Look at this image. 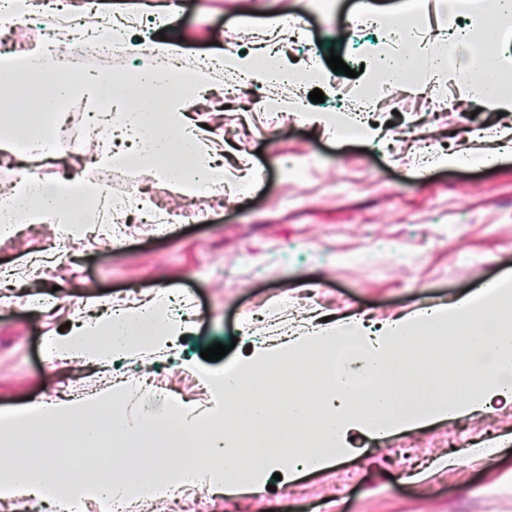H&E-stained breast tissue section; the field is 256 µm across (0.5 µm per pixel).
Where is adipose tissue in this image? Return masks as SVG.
Listing matches in <instances>:
<instances>
[{"instance_id": "obj_1", "label": "adipose tissue", "mask_w": 512, "mask_h": 512, "mask_svg": "<svg viewBox=\"0 0 512 512\" xmlns=\"http://www.w3.org/2000/svg\"><path fill=\"white\" fill-rule=\"evenodd\" d=\"M448 25L444 44L422 42L415 25L422 0L377 13L362 0V14L396 32L379 50L360 85L370 98L380 84L426 88L430 78L460 70L468 75L466 98L491 112H512V0H435ZM469 16L470 27L457 23ZM153 57L128 82L114 84L95 72L54 76L43 47L23 56H0V89L26 111L0 107V156L17 165L47 158L46 114L72 97L89 105L107 99L112 109L94 114L109 140L132 144L122 154L94 148L97 166L150 170L174 195L205 200L216 192L245 195L258 174L246 158L225 164L211 143L207 113L197 111L220 76L239 74L252 87L320 82L335 88L334 75L292 63L286 52L225 51L199 67H182L177 36L149 43ZM265 112H285L335 137L342 124L307 102L282 96L260 102ZM110 189L85 177L48 180L28 174L0 185V238L24 225L46 226L61 238L78 237L88 206L108 201ZM102 299L86 297L94 316L67 334L47 339L49 353L85 363L134 359L172 347L186 324L169 309L165 294L121 311H102ZM345 363H337V350ZM370 374L380 387L360 389ZM212 405L163 406L131 420L129 403L140 390L130 382L94 396L34 405L0 418V454L13 453L0 473V500L41 498L59 512L86 501L114 512L135 492L153 500L178 486L210 492L264 488L273 474L283 482L301 472H320L353 451L352 436L375 441L402 431L484 412L493 399L512 398V279L486 285L478 294L438 301L372 324L360 316L308 323L278 341L252 342L229 368L204 372ZM84 464H70L73 453Z\"/></svg>"}]
</instances>
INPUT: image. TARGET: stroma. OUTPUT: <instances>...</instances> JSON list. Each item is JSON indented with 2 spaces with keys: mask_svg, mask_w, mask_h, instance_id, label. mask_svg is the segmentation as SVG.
<instances>
[{
  "mask_svg": "<svg viewBox=\"0 0 512 512\" xmlns=\"http://www.w3.org/2000/svg\"><path fill=\"white\" fill-rule=\"evenodd\" d=\"M360 0H179L173 23L183 59L195 62L251 38L242 17L264 9L299 17L305 35L289 57L300 66L327 69L336 52L354 70L385 46L383 25L353 34L350 18ZM465 80L437 82L431 96L402 86L378 87L367 103L386 125L387 144L338 140L296 119L236 107L224 114L237 147L250 155L260 188L244 198L225 197L201 219L144 226L120 243L82 240L71 269L48 263L40 288L23 279L25 262L46 260L57 240L46 228L26 227L0 241V281L21 277L0 302V414L49 402L62 371L46 348L48 336L73 321L86 296L113 307L164 288L182 297L191 315L174 351L125 363L127 372L153 367L167 391L198 383L209 369L201 349L228 345L224 363L243 356V334L265 335L247 316L274 300L315 291V303L338 313L386 320L418 304L465 296L501 274L512 273V156L484 167L418 176L414 155L456 144L475 132L492 133L495 113L460 111ZM148 190L168 211L185 209L148 172L118 169L112 193L126 183ZM59 291L52 311L30 297ZM195 365L189 373L187 365ZM499 438L496 455L467 456L472 443ZM351 455L330 468L300 474L275 489L210 498L208 512H512V402L493 400L488 411L373 441L354 435ZM462 451L458 467L426 482L404 480L413 460ZM356 476L339 482L341 472Z\"/></svg>",
  "mask_w": 512,
  "mask_h": 512,
  "instance_id": "35a3bbf8",
  "label": "stroma"
}]
</instances>
